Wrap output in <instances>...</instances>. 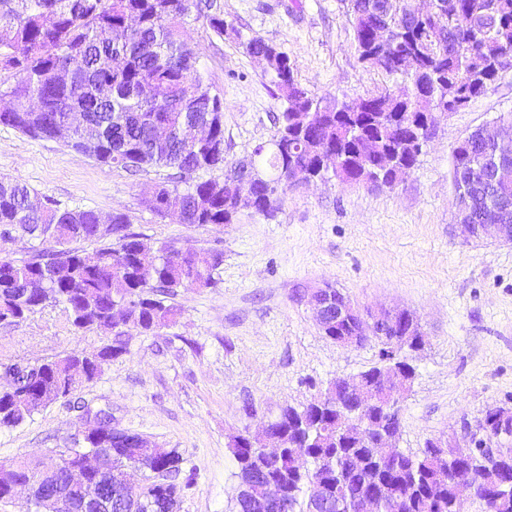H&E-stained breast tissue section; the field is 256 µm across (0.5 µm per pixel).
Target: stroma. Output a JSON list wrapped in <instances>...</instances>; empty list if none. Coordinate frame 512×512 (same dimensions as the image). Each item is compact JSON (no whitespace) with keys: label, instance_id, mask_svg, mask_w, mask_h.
I'll return each mask as SVG.
<instances>
[{"label":"stroma","instance_id":"stroma-1","mask_svg":"<svg viewBox=\"0 0 512 512\" xmlns=\"http://www.w3.org/2000/svg\"><path fill=\"white\" fill-rule=\"evenodd\" d=\"M226 21L290 58L314 94L355 101L386 84L358 59L340 0H220ZM193 44L214 93L224 100V160L268 145L280 111L270 75L233 39L193 25ZM512 112V72L439 123L411 173L372 190L328 180L288 190L274 217L187 226L155 217L148 191L170 172L137 174L101 165L0 124V176L22 180L65 207L128 215L148 243L216 249L224 262L211 288L170 297L180 314L150 336L130 331L129 352L100 376L32 420L0 431V464L51 462L71 447L86 409H107L118 428L150 447L176 449L193 477L180 512H228L237 489L229 443L257 431L289 405L302 407L337 378L379 362L369 341L346 348L323 336L306 288L332 283L362 309L398 306L417 314L426 345L401 401V451L426 441L470 443L488 409L512 408V242H462L455 227L451 151L459 140ZM107 338L75 331L63 307L0 326V361L35 362L71 350L93 353Z\"/></svg>","mask_w":512,"mask_h":512}]
</instances>
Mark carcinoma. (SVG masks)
<instances>
[{"instance_id":"carcinoma-1","label":"carcinoma","mask_w":512,"mask_h":512,"mask_svg":"<svg viewBox=\"0 0 512 512\" xmlns=\"http://www.w3.org/2000/svg\"><path fill=\"white\" fill-rule=\"evenodd\" d=\"M341 2L359 60L390 81L356 102L318 97L302 86L288 56L261 37H242L224 20L218 0H0V71L13 77V84L0 88V98L11 102L0 111V124L56 142L66 114L82 113L83 125L63 145L79 152L90 141V158L132 174L149 167L176 170L173 180L156 185L145 206L162 219L177 213L180 223L193 226L233 224L246 212L273 215L292 188L293 168L323 180L346 177L371 189L391 188L417 164L435 113L459 110L512 71V0H433L421 20L407 16L406 0ZM199 19L220 39L234 36L249 57L264 58L282 104L269 152L260 146L248 159L224 163V99L212 92L190 43L191 21ZM70 57L81 66L66 71ZM191 124L208 128L206 144L182 142L180 131ZM159 126L166 136L156 135ZM511 139L508 112L452 150L455 198L471 224L504 222L512 183L499 180L497 172L512 167V156L501 151ZM329 154L338 162L334 170L321 168ZM129 224L123 212L104 216L92 208L62 207L19 180L0 178V237L39 242L24 261L0 255V325L61 305L74 329L110 335L96 353L73 350L4 364L15 380L0 390V430L93 382L106 363L128 352L127 329L147 335L174 323L177 309L164 296L214 285L222 252L168 242L153 248ZM109 238L112 243L91 257L69 247ZM350 331L386 349L378 331L358 317L338 323L333 316L321 328L332 341ZM100 414L102 425L84 438V447L111 453L105 473L82 485L72 482L69 465L77 454L66 448L57 469L42 471L27 459L1 463L0 497L9 483L31 481L46 491L37 494L35 512H45L51 497L65 499L68 512H90V497L117 490L125 472L138 468L145 484L138 500L120 512H158L164 494L180 502L192 476L180 478L179 452L155 448L142 458L137 449L143 438L112 426L110 412ZM270 428L305 445V455L287 447L271 462L255 437L238 436L232 454L239 483L231 512H251L266 475L281 485L283 497L264 512H311L309 484L316 477L332 482L331 505L321 512H336L338 497L355 504L382 490V512H458L451 489L459 472L449 450L429 441L421 453L398 450L387 462L364 447L360 431L350 426L349 446L336 447L334 390L321 404L284 408ZM469 478L481 497L488 487L497 488L491 512H512V465L496 474L476 466Z\"/></svg>"}]
</instances>
